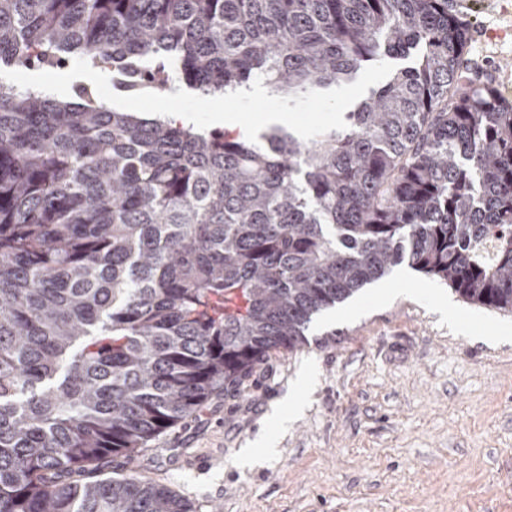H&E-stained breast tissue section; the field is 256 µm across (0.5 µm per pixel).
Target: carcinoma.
<instances>
[{
    "label": "carcinoma",
    "instance_id": "obj_1",
    "mask_svg": "<svg viewBox=\"0 0 512 512\" xmlns=\"http://www.w3.org/2000/svg\"><path fill=\"white\" fill-rule=\"evenodd\" d=\"M448 0H0V66L279 96L408 59L310 141L0 84V512H191L96 478L401 264L512 313V100Z\"/></svg>",
    "mask_w": 512,
    "mask_h": 512
}]
</instances>
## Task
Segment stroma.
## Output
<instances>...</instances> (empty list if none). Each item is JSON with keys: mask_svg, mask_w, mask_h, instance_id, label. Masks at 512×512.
<instances>
[{"mask_svg": "<svg viewBox=\"0 0 512 512\" xmlns=\"http://www.w3.org/2000/svg\"><path fill=\"white\" fill-rule=\"evenodd\" d=\"M451 5L468 57L512 99V0ZM308 338L102 474L165 485L192 512H512V313L402 264ZM292 394L301 410L280 424ZM264 433L275 453L240 467Z\"/></svg>", "mask_w": 512, "mask_h": 512, "instance_id": "1", "label": "stroma"}]
</instances>
